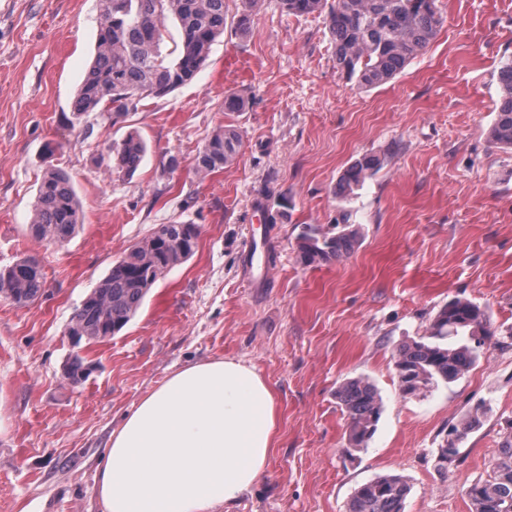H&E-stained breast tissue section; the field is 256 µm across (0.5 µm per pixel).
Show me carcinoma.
Segmentation results:
<instances>
[{"label": "carcinoma", "instance_id": "carcinoma-1", "mask_svg": "<svg viewBox=\"0 0 512 512\" xmlns=\"http://www.w3.org/2000/svg\"><path fill=\"white\" fill-rule=\"evenodd\" d=\"M437 0H281L293 15L326 13L335 45L337 69L361 89L384 85L400 74L436 37L443 24ZM178 27V41L162 51L166 22ZM224 0H101L95 58L86 71L72 103L76 120L92 112L117 117L137 108L146 98H162L191 82L224 34ZM501 98L491 129L494 143L512 150V61L498 72ZM242 136L229 124L216 131L198 152L195 174L204 179L230 164L240 153ZM148 151L141 133L133 129L112 144L106 168L132 176ZM381 165L365 155L339 178L336 190L346 197ZM82 221V207L69 174L46 168L37 189L29 223L34 241L62 244ZM199 227L173 221L157 226L130 247L112 265L98 288L76 309L71 323L80 327L76 342L88 344L119 332L140 309L144 297L171 268L184 263L197 248ZM362 241L360 226L344 224L327 236L312 224L297 237L300 259L307 265L338 262ZM7 300L26 305L43 295L44 273L34 256L0 268V291ZM495 336L487 313L468 299L444 305L430 325L429 334L402 344L394 355L399 391L414 396L438 382L448 384L466 372L476 349ZM336 399L349 423L348 448L358 450L371 438L382 411L378 390L364 377L343 381ZM481 425L467 415L448 430L438 449V467L447 471L462 462L460 444ZM410 484L399 474H382L360 485L352 494L348 512H404ZM472 512H512V431L500 446L487 477L466 492Z\"/></svg>", "mask_w": 512, "mask_h": 512}]
</instances>
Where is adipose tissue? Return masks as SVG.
<instances>
[{
	"mask_svg": "<svg viewBox=\"0 0 512 512\" xmlns=\"http://www.w3.org/2000/svg\"><path fill=\"white\" fill-rule=\"evenodd\" d=\"M278 428L272 387L235 360L187 365L124 416L104 448V512H217L265 471Z\"/></svg>",
	"mask_w": 512,
	"mask_h": 512,
	"instance_id": "adipose-tissue-1",
	"label": "adipose tissue"
}]
</instances>
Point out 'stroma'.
I'll return each instance as SVG.
<instances>
[{"instance_id": "1", "label": "stroma", "mask_w": 512, "mask_h": 512, "mask_svg": "<svg viewBox=\"0 0 512 512\" xmlns=\"http://www.w3.org/2000/svg\"><path fill=\"white\" fill-rule=\"evenodd\" d=\"M437 6L445 23L429 47L364 90L337 70L324 15L262 0L242 31V0H225L224 34L193 81L124 117L74 125L99 0H0V266L32 255L45 272L36 301L0 299V512H103L96 471L113 429L172 373L218 359L254 367L278 407L268 465L233 512H346L355 488L386 473L411 486L405 512H471L466 490L512 429V347L486 342L463 376L415 397L400 394L393 355L456 297L484 309L497 334L512 329V151L489 135L498 69L512 59V0ZM231 93L246 111H225ZM226 124L242 150L199 179L193 160ZM132 129L150 146L145 162L131 177L108 174L110 144ZM365 155L379 171L337 196ZM51 165L70 174L83 210L60 247L28 229ZM173 220L199 226L196 253L115 336L74 345L76 309L128 248ZM346 222L363 230L354 253L302 263L303 225L331 236ZM77 356L88 375L73 384L64 368ZM354 377L375 385L382 413L348 454L336 389ZM476 411L464 463L440 474L449 427Z\"/></svg>"}]
</instances>
